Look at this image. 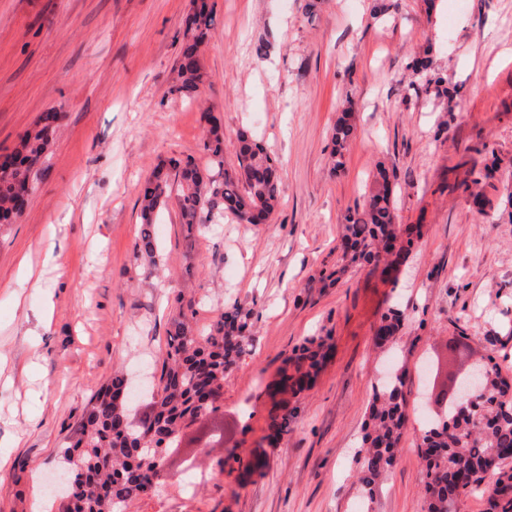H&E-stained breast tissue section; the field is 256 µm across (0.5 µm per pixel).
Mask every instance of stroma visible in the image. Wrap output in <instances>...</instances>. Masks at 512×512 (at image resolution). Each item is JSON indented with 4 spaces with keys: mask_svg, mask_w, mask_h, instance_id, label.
<instances>
[{
    "mask_svg": "<svg viewBox=\"0 0 512 512\" xmlns=\"http://www.w3.org/2000/svg\"><path fill=\"white\" fill-rule=\"evenodd\" d=\"M207 0L195 99L174 93L191 0H0V154L51 109L64 117L39 163L37 189L0 229V512H47L46 479L92 394L126 366L165 351L171 305L195 288L199 326L225 303L253 311L254 340L224 376L210 424L185 430L184 451L215 473L192 496L179 484L129 512H356L358 448L382 367L406 368L407 428L372 512H425L419 395L430 361L457 372L494 354L512 376V0ZM427 58L426 69L413 62ZM445 80L440 95L434 78ZM210 112L236 164L237 135L281 166L269 224L232 214L187 247L176 203L157 219V273L134 243L140 189L162 162L205 165ZM355 133L333 169L342 112ZM393 172L396 222L417 224L395 277L336 268L347 217L378 166ZM479 180L480 200L463 183ZM406 315L377 346L382 314ZM331 357L277 445L266 386L307 338ZM253 471L220 468L228 450Z\"/></svg>",
    "mask_w": 512,
    "mask_h": 512,
    "instance_id": "1",
    "label": "stroma"
}]
</instances>
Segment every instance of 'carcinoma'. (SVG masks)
<instances>
[{
    "label": "carcinoma",
    "mask_w": 512,
    "mask_h": 512,
    "mask_svg": "<svg viewBox=\"0 0 512 512\" xmlns=\"http://www.w3.org/2000/svg\"><path fill=\"white\" fill-rule=\"evenodd\" d=\"M213 17L206 2L189 17L176 65L175 91L193 96L202 78L201 47L211 37ZM62 119L50 109L40 118L41 128L9 154L12 171L0 176V228L19 214L15 185L37 179L35 165L46 151ZM203 142L207 161L200 170L190 159L174 162L175 174L157 169L146 181L141 196V224L136 253L149 258L158 250L155 216L176 197L185 232L195 233L224 221V213L240 224H266L280 203V167L275 158L247 134L238 136V166H224V132L208 118ZM353 126L342 119L336 125L333 168L344 166L343 149ZM394 192L386 169L378 170L374 187L362 208L347 218L338 249L345 265L377 266L393 255L401 239L395 223ZM167 330L166 354L159 369L157 390L150 392L142 430L124 434L122 420L132 418L134 407L123 399L127 378L123 371L87 403L64 453L77 456L83 470L77 487L66 492L59 512H126L129 504L151 495L170 475L162 467L163 453L181 446V429L206 413H215L224 388V374L239 367L252 342V312L240 302L224 305L208 330L197 331L199 301L195 295H177ZM404 312L390 308L375 330L376 343L393 338L404 322ZM330 346L320 337L282 370L274 386L268 439L288 434L295 410L288 397L308 390L329 356ZM483 369L481 390L472 408L460 413L451 405L434 414L423 429L418 449L425 460L423 495L426 512H462V494L470 491L484 499L485 512H512V378L502 374L495 358H479ZM405 373H395L374 386L368 422L356 451L359 484L364 499L372 502L375 490L393 466L406 430ZM167 432L164 447L151 449L141 431Z\"/></svg>",
    "instance_id": "cac0c4a2"
}]
</instances>
